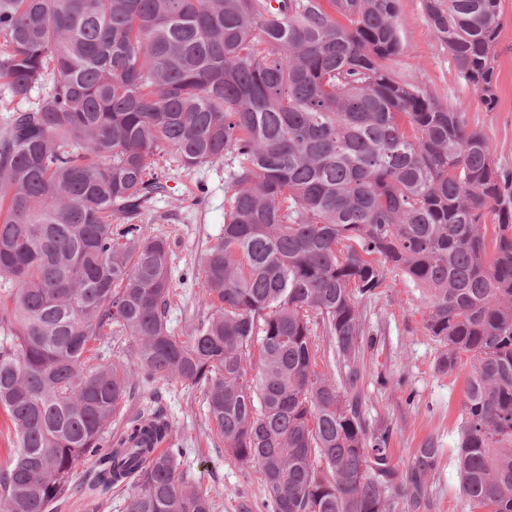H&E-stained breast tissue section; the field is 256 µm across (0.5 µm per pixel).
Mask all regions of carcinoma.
Wrapping results in <instances>:
<instances>
[{
	"mask_svg": "<svg viewBox=\"0 0 512 512\" xmlns=\"http://www.w3.org/2000/svg\"><path fill=\"white\" fill-rule=\"evenodd\" d=\"M422 7L493 108L500 0ZM402 51L398 0H0V409L16 437L0 512H51L92 457L93 500L216 512L162 410L112 439L135 378L200 388L271 512H402L438 449L392 463L359 367L360 304L395 270L425 292L438 370L470 360L465 496L512 512V176L462 108L393 75ZM168 149L186 170L224 163L230 192L202 260L211 313L186 340L167 319L168 239L139 224ZM318 325L334 371L317 370ZM117 342L126 368L105 361Z\"/></svg>",
	"mask_w": 512,
	"mask_h": 512,
	"instance_id": "cac0c4a2",
	"label": "carcinoma"
}]
</instances>
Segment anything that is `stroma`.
I'll list each match as a JSON object with an SVG mask.
<instances>
[{
  "mask_svg": "<svg viewBox=\"0 0 512 512\" xmlns=\"http://www.w3.org/2000/svg\"><path fill=\"white\" fill-rule=\"evenodd\" d=\"M500 10L494 109H486L473 87L459 79L447 47L430 29L422 0H399L404 48L389 67L398 77L415 79L440 102L461 106L469 127L488 137L498 168L512 172V0H501ZM152 164L167 172L168 190L154 200L143 223L165 234L173 251L176 286L168 319L183 337L193 321L208 314L200 305L198 281L203 257L224 233L226 171L218 163L183 171L171 152L154 158ZM361 309L371 333L363 359L367 422L389 428L391 460L400 469L411 465L416 449L438 451L425 499L405 512H472L456 465L468 366L438 371L441 346L424 328L425 294L401 273L389 274L387 288L362 302ZM151 401L163 408L178 439L189 448L182 467L216 500L217 512H267L264 486L252 470L225 453L198 389L165 381L140 386L128 409L136 411ZM94 467L90 459L80 465L74 477L76 490L53 512H124L121 491H113L97 508L79 490V483L92 476Z\"/></svg>",
  "mask_w": 512,
  "mask_h": 512,
  "instance_id": "1",
  "label": "stroma"
}]
</instances>
